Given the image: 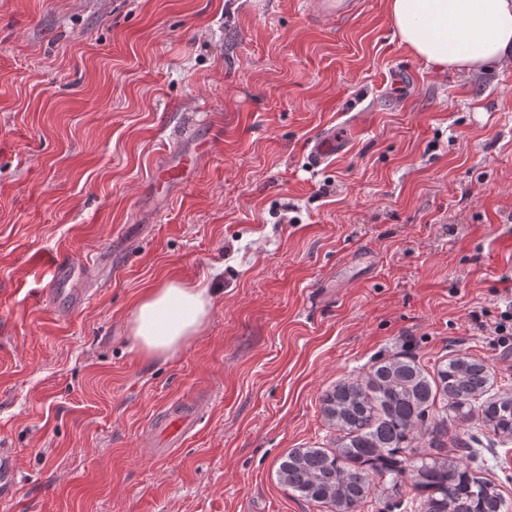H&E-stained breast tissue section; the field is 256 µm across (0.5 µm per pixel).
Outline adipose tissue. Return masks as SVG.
Masks as SVG:
<instances>
[{"label": "adipose tissue", "mask_w": 512, "mask_h": 512, "mask_svg": "<svg viewBox=\"0 0 512 512\" xmlns=\"http://www.w3.org/2000/svg\"><path fill=\"white\" fill-rule=\"evenodd\" d=\"M400 40L436 69L475 72L512 65V0H387ZM207 289L168 282L137 305L132 332L141 352L171 356L201 330Z\"/></svg>", "instance_id": "adipose-tissue-1"}]
</instances>
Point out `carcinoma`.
<instances>
[{"mask_svg":"<svg viewBox=\"0 0 512 512\" xmlns=\"http://www.w3.org/2000/svg\"><path fill=\"white\" fill-rule=\"evenodd\" d=\"M485 364L457 357L430 379L411 360L389 359L372 367L364 382H343L323 399V412L343 435L335 451L299 448L288 453L279 479L305 499L334 512H357L375 483L398 484L406 467L426 496L419 512H501L503 500L492 484L457 463L418 453L408 460L415 428L426 422L437 393L446 396L453 418L475 419L478 396L491 387ZM481 421L502 436L512 435V399L481 406Z\"/></svg>","mask_w":512,"mask_h":512,"instance_id":"cac0c4a2","label":"carcinoma"}]
</instances>
